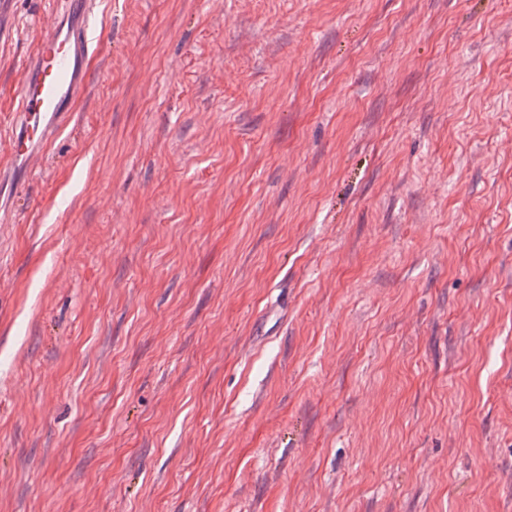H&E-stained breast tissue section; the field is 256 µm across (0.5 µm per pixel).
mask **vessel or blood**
Masks as SVG:
<instances>
[{
    "label": "vessel or blood",
    "mask_w": 512,
    "mask_h": 512,
    "mask_svg": "<svg viewBox=\"0 0 512 512\" xmlns=\"http://www.w3.org/2000/svg\"><path fill=\"white\" fill-rule=\"evenodd\" d=\"M93 10V0H69L66 12L45 26L25 62L7 149L0 156V207L10 208L25 196L28 176L39 168L47 146L71 123L72 103L88 92L84 62L94 49Z\"/></svg>",
    "instance_id": "obj_1"
}]
</instances>
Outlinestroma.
<instances>
[{"mask_svg": "<svg viewBox=\"0 0 512 512\" xmlns=\"http://www.w3.org/2000/svg\"><path fill=\"white\" fill-rule=\"evenodd\" d=\"M97 2L0 226V512H512V0Z\"/></svg>", "mask_w": 512, "mask_h": 512, "instance_id": "obj_1", "label": "stroma"}]
</instances>
